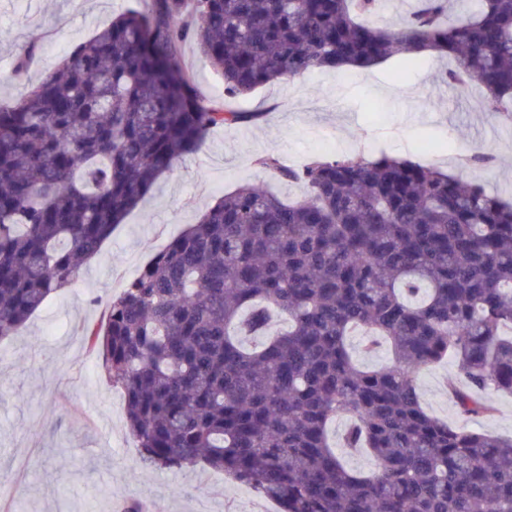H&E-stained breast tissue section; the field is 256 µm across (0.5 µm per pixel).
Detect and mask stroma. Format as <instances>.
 I'll list each match as a JSON object with an SVG mask.
<instances>
[{
    "instance_id": "obj_1",
    "label": "stroma",
    "mask_w": 512,
    "mask_h": 512,
    "mask_svg": "<svg viewBox=\"0 0 512 512\" xmlns=\"http://www.w3.org/2000/svg\"><path fill=\"white\" fill-rule=\"evenodd\" d=\"M139 2L0 0V105H13L71 46ZM25 46L34 54L19 75ZM181 59L205 99L223 100L224 80L194 42H183ZM446 66L429 57L402 75L393 59L344 76L319 69L236 100L252 120L211 130L115 226L73 285L36 311L23 334L0 340V512H115L114 502L126 497L143 500L147 512H279L274 501L203 465L145 468L124 395L84 330L101 323L105 303L224 192L249 183L297 198V186L258 166L266 154L300 166L316 155L384 152L453 172L459 155L489 144L492 170L465 176L512 198V122L481 111L478 90L462 96L436 82ZM456 378L449 359L417 378L424 407L452 425L459 418L448 386Z\"/></svg>"
}]
</instances>
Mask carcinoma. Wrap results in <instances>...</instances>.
Returning <instances> with one entry per match:
<instances>
[{
    "mask_svg": "<svg viewBox=\"0 0 512 512\" xmlns=\"http://www.w3.org/2000/svg\"><path fill=\"white\" fill-rule=\"evenodd\" d=\"M380 2L152 0L0 108V339L71 286L211 129L255 117L232 102L262 86L394 56L409 70L431 46L452 60L445 84L477 85L486 112L512 104V0H422L395 27L366 20ZM189 38L224 78V104L180 64ZM494 160L490 146L462 158ZM259 164L303 197L251 184L220 197L85 329L142 463L204 464L280 512H512V437L431 415L416 380L454 359L464 422L492 414L486 390L512 395V201L385 153ZM276 316L288 329L269 334ZM357 329L395 364L359 365ZM339 413L353 418L344 447L367 449L371 470L331 447Z\"/></svg>",
    "mask_w": 512,
    "mask_h": 512,
    "instance_id": "cac0c4a2",
    "label": "carcinoma"
}]
</instances>
